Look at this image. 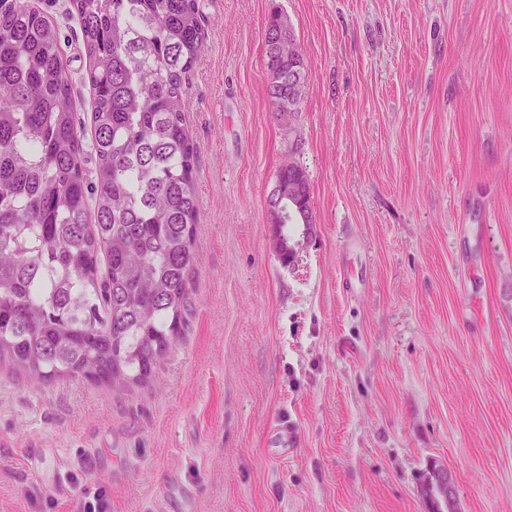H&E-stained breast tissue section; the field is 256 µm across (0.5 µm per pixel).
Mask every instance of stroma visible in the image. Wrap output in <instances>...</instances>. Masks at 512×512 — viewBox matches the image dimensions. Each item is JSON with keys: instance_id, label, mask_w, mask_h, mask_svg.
Instances as JSON below:
<instances>
[{"instance_id": "35a3bbf8", "label": "stroma", "mask_w": 512, "mask_h": 512, "mask_svg": "<svg viewBox=\"0 0 512 512\" xmlns=\"http://www.w3.org/2000/svg\"><path fill=\"white\" fill-rule=\"evenodd\" d=\"M55 25L82 119L70 0ZM184 109L196 269L156 384H32L0 358V512H512V0H202ZM292 28L297 112L266 95L264 28ZM313 224L282 263L287 160ZM292 166L291 162H285L281 165V167L277 171L276 179L280 180L285 187H288V192L285 196V199H281L275 203V200L271 198L270 206L274 207L276 205V224H282L281 226H288V224H312V210H311V187L310 182L307 176L306 171L303 169L301 165L296 163V169H294L293 178L297 179V183L303 187V193L305 194L303 199L298 203H290L288 207V199L291 196L296 195L299 192V187L294 183H290L288 185V177H290L288 173V168ZM283 211V213L287 214V219L285 223H281L278 221L277 212ZM422 491L428 500L435 502V507L441 512L443 507L448 512L455 505V488L452 476L442 466H432L424 480ZM448 507V509L446 508Z\"/></svg>"}]
</instances>
